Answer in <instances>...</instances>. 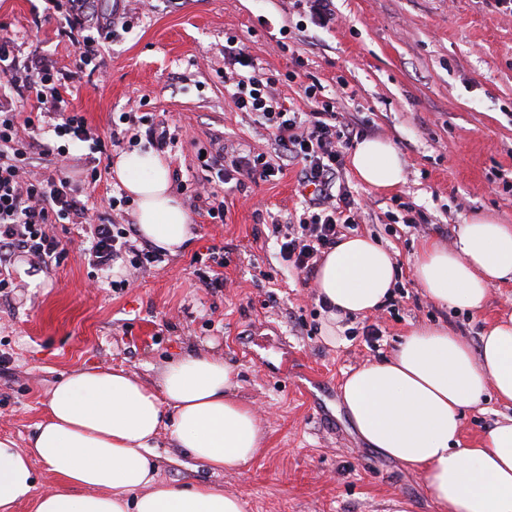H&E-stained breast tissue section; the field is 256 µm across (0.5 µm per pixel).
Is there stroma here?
I'll list each match as a JSON object with an SVG mask.
<instances>
[{"mask_svg":"<svg viewBox=\"0 0 512 512\" xmlns=\"http://www.w3.org/2000/svg\"><path fill=\"white\" fill-rule=\"evenodd\" d=\"M92 6L112 22L95 44L94 71L81 66L76 37L50 0H0V36L15 40L20 62L38 55L53 66L69 110L101 138L113 117L138 105L168 122L177 145L162 158L190 237L117 290L111 274L88 266L80 225L55 226L65 259L37 268L38 282L15 276L8 300H0V438L26 446L52 385L73 369L119 367L153 388L171 357L209 347L235 365L239 393L258 414L262 449L247 466L214 475L163 436L159 480L217 484L241 496L244 512H438L421 473L358 438L340 388L352 369L390 356L415 327L444 325L474 342L487 322L512 315V283L491 287L485 308L472 314L428 299L412 271L425 242L454 246L474 215L512 224L502 190L512 182V16L494 0H334L338 21L321 28L303 0H128L118 17L112 0ZM230 37L300 111L308 104L287 75L302 59L335 98L340 120H353L359 138L388 140L405 162L403 182L387 192L343 169L345 184L368 203L354 232L393 253L399 303L355 319L336 344L322 337L315 286L282 260L271 233L272 222H286L307 196L301 163L267 181L215 184L224 199L218 223L186 188L205 176L200 151L274 148L224 84ZM136 133L100 153L81 144L68 161L78 200L103 223L125 216L109 206L121 189L118 156L150 149L145 128ZM91 170L97 182L80 180ZM403 201L424 224L401 223ZM213 248L226 260L220 288L204 287L194 263ZM372 324L380 336L370 341L363 329ZM504 411L485 394L464 413L463 445H477Z\"/></svg>","mask_w":512,"mask_h":512,"instance_id":"35a3bbf8","label":"stroma"}]
</instances>
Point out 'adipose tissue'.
I'll return each mask as SVG.
<instances>
[{
  "instance_id": "ef3b65f1",
  "label": "adipose tissue",
  "mask_w": 512,
  "mask_h": 512,
  "mask_svg": "<svg viewBox=\"0 0 512 512\" xmlns=\"http://www.w3.org/2000/svg\"><path fill=\"white\" fill-rule=\"evenodd\" d=\"M351 166L380 190L404 179L401 155L381 139L360 141ZM114 171L137 203L139 235L176 254L189 238V218L165 162L134 150L118 157ZM396 275L387 248L366 236L342 237L317 268L326 341L339 340L342 319L381 307ZM413 275L437 304L482 309L492 286L512 282V224L472 217L455 247L423 245ZM237 378L223 356L201 350L170 359L153 388L121 368L65 375L27 449L0 438V512L32 496L35 512H243L241 498L217 486L160 482L154 461L163 432L215 474L252 460L262 434L254 408L232 394ZM489 390L512 408V316L487 324L475 346L444 326L411 330L391 356L346 378L342 405L366 445L422 473L441 512H512V415L478 446L461 440L464 411ZM36 460L59 487L36 493Z\"/></svg>"
}]
</instances>
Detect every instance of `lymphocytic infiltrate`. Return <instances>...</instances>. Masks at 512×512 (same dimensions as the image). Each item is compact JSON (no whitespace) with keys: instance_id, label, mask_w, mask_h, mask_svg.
<instances>
[{"instance_id":"obj_1","label":"lymphocytic infiltrate","mask_w":512,"mask_h":512,"mask_svg":"<svg viewBox=\"0 0 512 512\" xmlns=\"http://www.w3.org/2000/svg\"><path fill=\"white\" fill-rule=\"evenodd\" d=\"M224 57L235 68L229 79L235 87L237 108L255 115L270 130L278 160L273 163L266 154H243L224 146L205 156L202 165L219 182L239 186L257 175L276 176L282 170L281 160L302 163V182L311 187L312 196L281 232L279 252L304 280H312L342 229L355 227L361 217L360 202L338 181L353 129L338 122L336 100L324 95L320 82L305 84L303 93L310 109L298 112L278 96L276 78L262 72L242 49L225 45ZM25 69L24 88L34 93L38 104L55 115L56 121L48 140L31 113L0 110V295L13 283L10 267L16 255L26 254L44 267L60 262L64 250L52 231L57 224L85 225L82 252L89 267L106 272L115 264H124L129 275L118 285L128 287L130 275L161 262L162 252L137 243L134 225L90 219L74 197L68 178L28 177L36 159L63 156V142H89L97 150L103 144L101 138L92 136L84 116L69 111L56 86L57 77L45 61L31 58Z\"/></svg>"}]
</instances>
